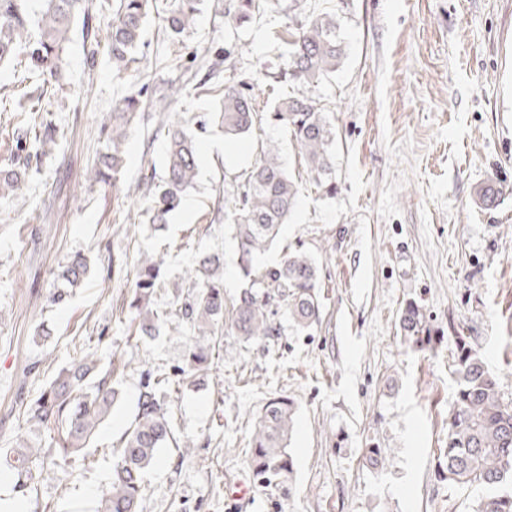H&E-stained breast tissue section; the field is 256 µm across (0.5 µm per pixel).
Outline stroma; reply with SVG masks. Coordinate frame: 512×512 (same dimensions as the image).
Listing matches in <instances>:
<instances>
[{
    "instance_id": "1",
    "label": "stroma",
    "mask_w": 512,
    "mask_h": 512,
    "mask_svg": "<svg viewBox=\"0 0 512 512\" xmlns=\"http://www.w3.org/2000/svg\"><path fill=\"white\" fill-rule=\"evenodd\" d=\"M227 0H202L195 28L164 39L165 22L146 19L140 67L150 96L186 85L173 119H203L231 72L258 104L277 94L273 75L284 50L274 37L283 14L236 24ZM335 13L347 56L320 86L336 125V193L303 177L290 134L261 124L229 139L215 126L198 135L199 172L163 232L140 217L147 176L162 175L163 135L146 120L132 132L118 186L86 182L102 148L101 129L127 86L112 75L106 45L91 48L80 28L67 46L68 83L50 96L59 128L54 150L34 164L18 204L0 212V472L18 437L54 451L24 410L52 377L91 354L113 370L124 398L86 456L67 459L70 478L38 480L24 512H95L112 475L111 450L136 412L144 371L173 372L193 331L172 317L190 285L197 250L224 256V299L246 284L230 232L213 220L224 182L250 170L263 140L278 141L299 200L279 243L311 254L319 267V320L300 330L276 315V336L243 342L223 333L200 386L171 383L167 406L188 455L163 449L145 479L142 512H472L497 487L451 488L436 474L456 391L450 370L467 337L512 404V0H307ZM220 61L206 78L202 60ZM0 166L16 157L9 132L34 104L11 68L0 69ZM496 180L506 192L493 208L478 200ZM167 251L150 307L166 314L159 336L138 343L132 284L142 262ZM90 266L84 287L50 304L57 274L74 255ZM415 302L429 344L405 341L400 317ZM295 404L288 443L294 473L288 495L253 478L249 441L258 413L274 397ZM385 453L367 467L363 451ZM249 493L236 499V482Z\"/></svg>"
}]
</instances>
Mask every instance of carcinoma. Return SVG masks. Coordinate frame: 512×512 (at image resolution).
Returning a JSON list of instances; mask_svg holds the SVG:
<instances>
[{"label":"carcinoma","instance_id":"obj_1","mask_svg":"<svg viewBox=\"0 0 512 512\" xmlns=\"http://www.w3.org/2000/svg\"><path fill=\"white\" fill-rule=\"evenodd\" d=\"M159 0H0V66L13 63L17 81L39 91L42 105L48 90L63 85L66 72V45L76 22L91 34L92 19L112 12L106 42L112 72L130 81V92L112 105L106 151L91 167L96 183L118 185V175L126 163L125 146L140 114L152 121L167 142L165 175L149 179L142 190L147 223L159 231L178 210L186 192L193 187L198 168L197 129L191 118L173 120L169 100L182 88L154 100L144 98L138 87V62L144 23ZM166 34L175 41L196 21L201 0H164ZM279 0H229L228 15L237 22L249 21L260 12H274ZM280 39L288 53L279 76L297 85V92L277 99L267 119L288 130L300 149L308 177L324 192H336L333 181L336 131L319 107L314 92L341 66L346 45L340 36L336 14H307L304 19L284 25ZM259 109L252 97L238 88L233 78L224 80V96L219 111L213 113L226 137L248 135ZM17 145L28 135L43 147L57 144L52 121L33 112L15 129ZM29 162H12L0 167V203L19 201L28 177ZM224 224L236 242L238 261L249 285L227 309L224 305L222 271L224 259L217 253L201 252L195 263L193 293L177 297L172 314L194 329L187 363L175 369L182 380L195 383L207 369L209 355L216 346L224 323L246 341L262 342L276 328L270 319V301L279 302L288 321L299 329L312 326L321 309L317 262L300 249L285 250L274 265L258 263L279 236L280 226L298 203L299 185L280 162L278 143L261 144L259 161L234 177L225 190ZM502 186L490 182L480 192L481 203L494 206ZM165 255L142 265L134 283L131 308L138 312L135 334L142 340L157 335L159 315L148 308L154 293L162 287L160 270ZM88 273L86 259L74 257L59 274L61 288L51 296L53 304L67 297L66 289L79 287ZM404 339L423 341L422 316L417 304L406 306L401 317ZM457 388L448 414V434L440 449L438 474L450 485H496L512 478V405L500 397L496 376L488 370L466 337H458L453 357ZM171 376L147 373L138 397L137 412L119 447L112 449V478L102 492L97 512H140L143 478L157 460L159 451L174 440L167 408V388ZM121 389L112 370H98L95 360L84 357L63 368L47 389L27 409L26 422L57 434L59 453L84 456L99 426L118 405ZM294 403L286 397L270 399L262 408L251 439L250 463L259 487L271 492L284 488L294 470L288 453V438L294 426ZM14 488L24 497L36 490L35 474L58 476L57 463H45L41 449L22 439L9 449ZM474 512H512V495H496L481 500Z\"/></svg>","mask_w":512,"mask_h":512}]
</instances>
